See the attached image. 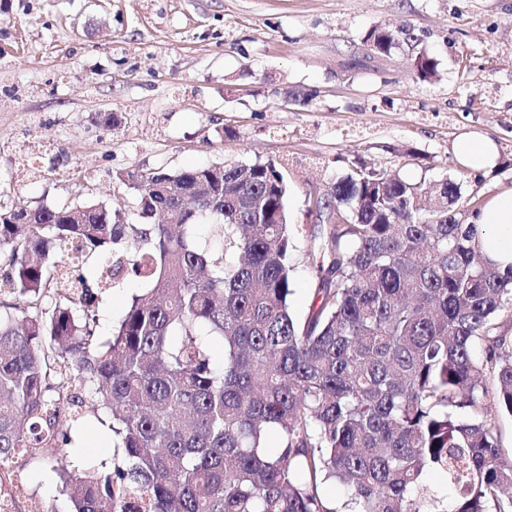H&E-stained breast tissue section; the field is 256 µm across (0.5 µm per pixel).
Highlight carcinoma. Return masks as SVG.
<instances>
[{"label":"carcinoma","instance_id":"obj_1","mask_svg":"<svg viewBox=\"0 0 512 512\" xmlns=\"http://www.w3.org/2000/svg\"><path fill=\"white\" fill-rule=\"evenodd\" d=\"M404 39L365 36L381 56ZM415 68L438 77L425 53ZM128 188L136 223L100 204L0 203V461L71 444L89 401L116 458L76 477L58 462L75 512H512L484 385L492 373L512 415L497 323L512 265L482 254L479 225L415 203L421 185L351 172L331 190L347 223L318 207L299 319L281 163L159 169ZM128 273L143 288L102 341L93 288ZM328 481L342 502L321 495Z\"/></svg>","mask_w":512,"mask_h":512}]
</instances>
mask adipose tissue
I'll list each match as a JSON object with an SVG mask.
<instances>
[{
    "label": "adipose tissue",
    "instance_id": "ef3b65f1",
    "mask_svg": "<svg viewBox=\"0 0 512 512\" xmlns=\"http://www.w3.org/2000/svg\"><path fill=\"white\" fill-rule=\"evenodd\" d=\"M454 154L464 168L487 172L496 167L498 150L495 142L479 133L458 138ZM471 223L481 227L483 252L499 266L512 264V187L504 188L490 196L471 213Z\"/></svg>",
    "mask_w": 512,
    "mask_h": 512
}]
</instances>
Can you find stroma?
Instances as JSON below:
<instances>
[{
  "label": "stroma",
  "mask_w": 512,
  "mask_h": 512,
  "mask_svg": "<svg viewBox=\"0 0 512 512\" xmlns=\"http://www.w3.org/2000/svg\"><path fill=\"white\" fill-rule=\"evenodd\" d=\"M402 26L413 41L372 57L367 32ZM422 51L435 81L416 74ZM469 131L497 143L493 170L457 163ZM266 161L286 164L302 317L316 279L312 198L353 169L450 179L476 202L512 186V0H0L1 202L130 213L116 172ZM138 286L129 275L98 292L100 336ZM62 454L18 458L24 512H73L54 470Z\"/></svg>",
  "instance_id": "stroma-1"
}]
</instances>
